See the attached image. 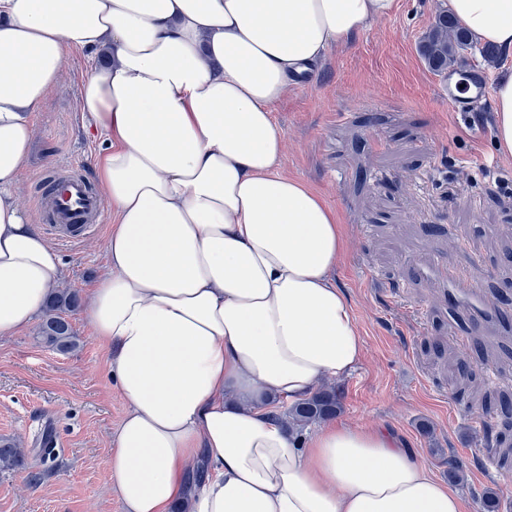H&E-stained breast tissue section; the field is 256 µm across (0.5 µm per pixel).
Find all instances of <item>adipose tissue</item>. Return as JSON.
<instances>
[{
    "label": "adipose tissue",
    "instance_id": "adipose-tissue-1",
    "mask_svg": "<svg viewBox=\"0 0 512 512\" xmlns=\"http://www.w3.org/2000/svg\"><path fill=\"white\" fill-rule=\"evenodd\" d=\"M396 0H0V335L46 303L60 259L20 205L29 115L76 49L79 106L102 142L108 271L88 320L127 403L107 483L123 512H465L458 493L371 426L288 433L272 414L364 357L330 273L336 209L283 174L271 107ZM512 53V0H448ZM512 156V72L492 94ZM206 473L190 481L197 464Z\"/></svg>",
    "mask_w": 512,
    "mask_h": 512
}]
</instances>
